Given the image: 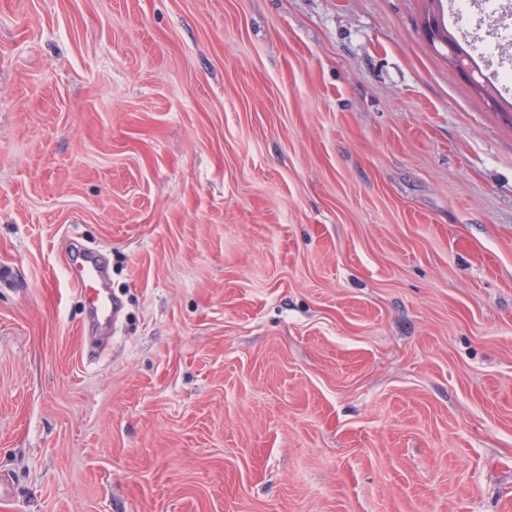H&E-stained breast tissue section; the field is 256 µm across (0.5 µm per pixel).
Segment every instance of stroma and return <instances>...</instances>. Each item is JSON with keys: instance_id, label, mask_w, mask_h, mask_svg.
<instances>
[{"instance_id": "obj_1", "label": "stroma", "mask_w": 512, "mask_h": 512, "mask_svg": "<svg viewBox=\"0 0 512 512\" xmlns=\"http://www.w3.org/2000/svg\"><path fill=\"white\" fill-rule=\"evenodd\" d=\"M429 6L0 0V512H512V85ZM65 270L70 283L85 296L92 322L103 326L115 321L120 305L109 293L107 270L99 254L85 248L71 252Z\"/></svg>"}]
</instances>
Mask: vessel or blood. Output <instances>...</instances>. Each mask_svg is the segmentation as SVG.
<instances>
[{
    "instance_id": "vessel-or-blood-1",
    "label": "vessel or blood",
    "mask_w": 512,
    "mask_h": 512,
    "mask_svg": "<svg viewBox=\"0 0 512 512\" xmlns=\"http://www.w3.org/2000/svg\"><path fill=\"white\" fill-rule=\"evenodd\" d=\"M65 270L70 283L85 296L95 325L116 319L120 305L109 292L107 270L96 251L82 249L68 254Z\"/></svg>"
}]
</instances>
